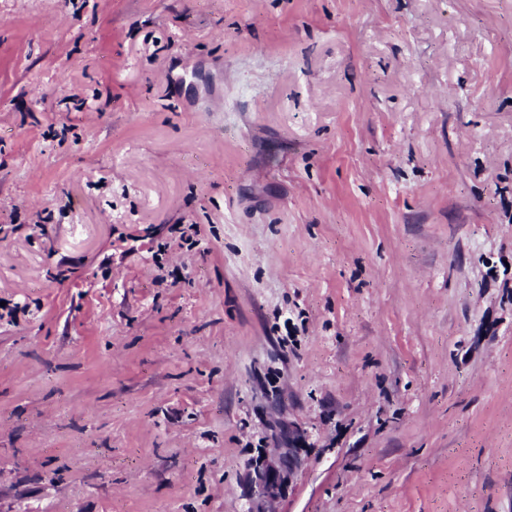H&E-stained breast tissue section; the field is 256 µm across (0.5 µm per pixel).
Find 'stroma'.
Wrapping results in <instances>:
<instances>
[{"label":"stroma","instance_id":"stroma-1","mask_svg":"<svg viewBox=\"0 0 512 512\" xmlns=\"http://www.w3.org/2000/svg\"><path fill=\"white\" fill-rule=\"evenodd\" d=\"M250 507L512 512V0H0V512ZM303 439L299 431L288 427V447L278 448L276 457L262 466L257 467L256 478L251 488L250 496L264 502H271L280 496L282 489V474L291 472L301 465L294 444Z\"/></svg>","mask_w":512,"mask_h":512}]
</instances>
